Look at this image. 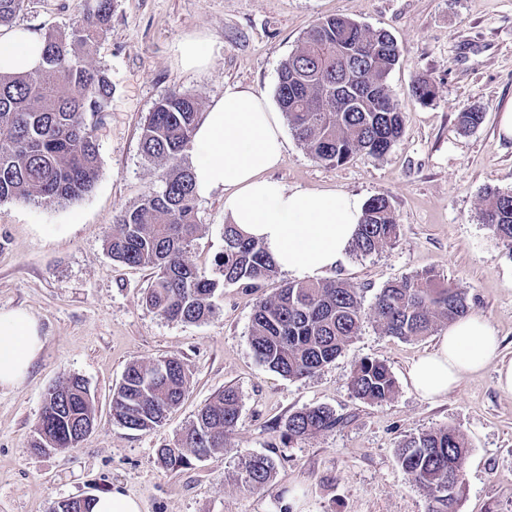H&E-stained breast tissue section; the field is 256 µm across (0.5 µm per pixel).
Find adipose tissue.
I'll return each instance as SVG.
<instances>
[{"label": "adipose tissue", "mask_w": 512, "mask_h": 512, "mask_svg": "<svg viewBox=\"0 0 512 512\" xmlns=\"http://www.w3.org/2000/svg\"><path fill=\"white\" fill-rule=\"evenodd\" d=\"M44 40L23 28L0 34V73L30 74L42 64ZM195 192H224V215L262 242L279 270L298 280L320 278L343 259L363 215L353 195L289 188L268 178L283 155L279 116L253 89L229 84L193 135ZM44 347L38 322L24 309L0 310V388L22 384ZM498 338L482 317L468 315L448 327L432 352L409 368L414 390L436 399L497 355Z\"/></svg>", "instance_id": "obj_1"}]
</instances>
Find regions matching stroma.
<instances>
[{
    "label": "stroma",
    "instance_id": "35a3bbf8",
    "mask_svg": "<svg viewBox=\"0 0 512 512\" xmlns=\"http://www.w3.org/2000/svg\"><path fill=\"white\" fill-rule=\"evenodd\" d=\"M86 0H28L13 25L37 33L64 30ZM351 18L391 34L402 55L388 85L403 132L383 157L355 155L330 166L315 160L292 132L272 178L291 188L332 189L368 201L388 197L396 241L367 257L345 254L335 280L364 291L365 303L387 283L432 270L465 288L470 312L495 329L496 360L430 401L413 390L408 368L438 338L405 341L373 320L335 361L313 376L286 379L258 362L250 345L257 298L272 295L288 273L248 291H217L215 315L201 324L166 319L145 303L149 269L112 260L106 242L115 216L158 185V168L140 147L144 120L165 94L185 92L210 106L238 83L274 100L282 62L317 21ZM206 38L212 64L181 69L177 42ZM112 82V101L95 135L99 174L72 203L0 202V309H26L39 323L43 351L19 387L0 390V512H47L50 501L120 489L142 512H427L428 501L394 451L405 435L447 426L469 453L458 512H512V393L499 389L497 368L512 361V251L482 223L487 189L512 191V139L498 117L512 101V0H113L112 17L91 55ZM436 87L420 103L418 81ZM483 110V123L463 131L459 112ZM201 230L186 262L212 272L224 249V193L196 198ZM180 358L189 375L182 402L165 424L140 432L114 424L113 387L128 363ZM385 363L396 379L383 403L354 398L350 375L363 360ZM84 378L97 424L78 447L36 452L31 442L49 387ZM241 396V416L227 445L169 474L157 448L170 444L224 387ZM332 408L334 431L294 441L288 415ZM277 461L269 487L244 488L243 455Z\"/></svg>",
    "mask_w": 512,
    "mask_h": 512
}]
</instances>
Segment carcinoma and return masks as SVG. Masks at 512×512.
<instances>
[{"instance_id":"cac0c4a2","label":"carcinoma","mask_w":512,"mask_h":512,"mask_svg":"<svg viewBox=\"0 0 512 512\" xmlns=\"http://www.w3.org/2000/svg\"><path fill=\"white\" fill-rule=\"evenodd\" d=\"M27 0H0V25L8 24ZM112 16V0H89L83 15L64 31L44 34L43 66L33 74H0V202L74 201L88 193L98 176L94 137L112 97L108 76L90 67L95 42ZM401 48L383 30L366 28L343 16L311 26L297 49L283 61L275 97L295 138L316 160L339 165L363 153L379 158L401 136L403 117L387 78ZM412 93L426 104L436 96L433 83H416ZM201 104L171 92L149 113L141 137L146 159L161 167L159 187L115 217L107 251L120 263L154 270L145 300L159 315L183 323L214 316L215 292L226 286L258 288L278 268L259 242L235 225H224V251L208 276L184 260L199 230L191 168L186 164ZM483 112L459 113L462 129L477 128ZM482 221L512 249V192L489 190ZM399 234L388 199L366 203L351 250L369 256ZM469 311L464 289L450 278L424 271L385 285L365 312L361 289L344 281H294L257 301L250 344L258 361L288 379L311 376L336 360L360 334L370 315L388 336L406 341L433 335ZM189 376L177 357L127 365L112 391V421L135 431L164 424L183 399ZM396 379L381 361L366 359L352 372L353 397L383 403L396 392ZM241 414V397L224 388L197 413L174 443L157 450L161 466L176 473L226 445ZM96 421L88 383L75 375L47 390L31 447L37 452L75 448L85 425ZM340 424L326 406L305 407L282 425L288 439L330 432ZM468 448L453 429L440 427L407 435L395 449L397 462L428 499V512H457L464 486ZM277 462L251 455L238 479L251 490L264 488ZM57 512H90L88 499L56 501Z\"/></svg>"}]
</instances>
